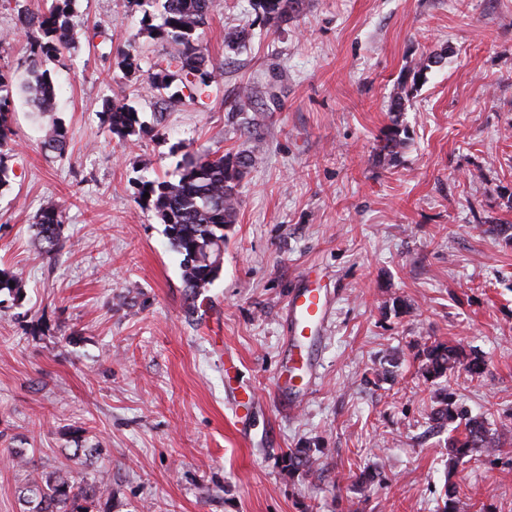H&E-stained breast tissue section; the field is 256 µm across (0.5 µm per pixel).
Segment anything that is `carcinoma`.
Here are the masks:
<instances>
[{
    "instance_id": "carcinoma-1",
    "label": "carcinoma",
    "mask_w": 512,
    "mask_h": 512,
    "mask_svg": "<svg viewBox=\"0 0 512 512\" xmlns=\"http://www.w3.org/2000/svg\"><path fill=\"white\" fill-rule=\"evenodd\" d=\"M74 2L51 0L49 7L39 13H31L21 6L17 8L19 24L28 38L30 64L25 82L18 87L0 72V188L8 185L7 161L13 152L9 114L14 89H20L36 111L44 114L53 110L56 85L43 63L58 57L69 47ZM302 6L303 0H253L257 17L276 24L294 18ZM211 7L212 0H163L160 23L147 24L146 31L152 38L174 44L177 52L147 71L141 90H166L177 76L188 91L189 99L208 92L219 66L200 40L198 30L205 24ZM251 39V29H235L224 37V46L238 51ZM442 60L443 54H433L405 71L400 91L389 104L390 123L381 129L377 138L378 154L389 158L396 156L397 149L407 138L406 127L400 123L405 103L424 74ZM100 120L121 146L132 142V137L145 130L138 112L118 98L104 102ZM43 146L52 152H64L66 133L60 123L54 121L47 128ZM256 149L254 144L233 155H186L177 167L178 180L154 179L141 183L138 202L152 209L165 224L171 246L181 255L183 281L193 299L211 285L221 271L224 230L235 223L240 203L238 188ZM62 225L61 205L55 200L46 202L34 224L36 238L46 253L52 254L59 248ZM21 282L20 273L0 270V292L6 290L18 295ZM422 357V371L433 380L463 372L473 381L483 377L486 371L482 358L469 356L461 348L439 340L426 345ZM434 416L458 432L448 443L454 462L478 461L491 451L500 450L499 439L488 430L483 418L456 404L451 394L441 398ZM25 490V512H106L104 506L112 498L109 488L77 482L62 470L31 475Z\"/></svg>"
}]
</instances>
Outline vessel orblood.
<instances>
[{"label": "vessel or blood", "mask_w": 512, "mask_h": 512, "mask_svg": "<svg viewBox=\"0 0 512 512\" xmlns=\"http://www.w3.org/2000/svg\"><path fill=\"white\" fill-rule=\"evenodd\" d=\"M320 269L308 268L287 303V333L284 356L275 377V388L280 397L290 400L297 389L294 374L315 380L317 363L311 355L312 345L320 336L330 315V302L326 293L318 288Z\"/></svg>", "instance_id": "b4317fda"}]
</instances>
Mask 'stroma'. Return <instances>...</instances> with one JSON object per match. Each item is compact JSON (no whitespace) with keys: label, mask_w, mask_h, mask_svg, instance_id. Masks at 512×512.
<instances>
[{"label":"stroma","mask_w":512,"mask_h":512,"mask_svg":"<svg viewBox=\"0 0 512 512\" xmlns=\"http://www.w3.org/2000/svg\"><path fill=\"white\" fill-rule=\"evenodd\" d=\"M16 15L0 7V70L18 83L29 57ZM73 22L77 42L47 63L55 111L14 99L0 189V269L23 275L20 295L0 293V512H23L30 471L57 469L110 486V512H440L449 478L460 512H512V244L488 231L512 224V0H304L281 25L251 0H215L201 37L222 70L208 97L175 105L180 82L137 89L176 51L148 36L141 9L75 0ZM241 27L250 44L225 52ZM125 44L138 70L121 65ZM441 51L402 116L405 147L380 160L401 74ZM246 87L257 109L240 108ZM116 95L148 128L124 147L99 117ZM54 121L63 157L42 145ZM250 133L260 144L221 272L192 314L137 185L174 179L189 150L237 153ZM49 199L63 206L51 257L34 230ZM311 265L333 313L318 384L291 406L274 375L288 295ZM431 339L488 361L482 380L443 386L503 448L453 473L432 418L443 386L421 373ZM240 386L257 397L243 426ZM296 448L312 467L289 461Z\"/></svg>","instance_id":"obj_1"}]
</instances>
